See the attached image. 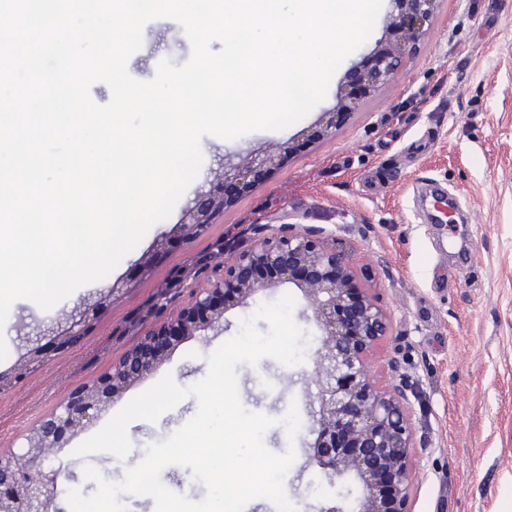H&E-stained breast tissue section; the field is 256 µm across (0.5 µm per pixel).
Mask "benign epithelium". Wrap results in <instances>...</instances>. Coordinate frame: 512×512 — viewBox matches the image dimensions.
<instances>
[{
    "instance_id": "1",
    "label": "benign epithelium",
    "mask_w": 512,
    "mask_h": 512,
    "mask_svg": "<svg viewBox=\"0 0 512 512\" xmlns=\"http://www.w3.org/2000/svg\"><path fill=\"white\" fill-rule=\"evenodd\" d=\"M385 39L348 71L336 109L324 113V131L401 68L405 48L419 39L437 0H391ZM252 163L224 162L223 177L186 210L183 228L201 233L224 200L247 184ZM256 244L230 254L214 277L191 293L176 317L148 331L95 381L75 388L22 437L20 450H0V512H50L60 494L59 453L127 385L147 375L159 353L178 337L197 336L224 322V313L256 294L291 283L300 288L321 330L316 354L319 409L310 411L315 439L309 461L338 480H354L361 493L320 512H410L409 460L412 408L400 386L381 387L366 363L389 334V317L357 285L358 269L336 238L321 227L282 224L275 237L250 228Z\"/></svg>"
}]
</instances>
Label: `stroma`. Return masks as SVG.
<instances>
[{
	"label": "stroma",
	"instance_id": "obj_1",
	"mask_svg": "<svg viewBox=\"0 0 512 512\" xmlns=\"http://www.w3.org/2000/svg\"><path fill=\"white\" fill-rule=\"evenodd\" d=\"M191 53L177 21L154 19L128 71L148 80L161 59L178 66ZM346 70L339 65L324 98L286 129L203 137L198 176L106 277L48 310L27 299L12 305L0 328L7 346L0 360V449L19 446L73 389L95 381L182 309L223 261L224 249L251 245L250 225H313L351 252L362 287L389 315V334L368 372L380 385L402 386L412 406L411 512H512V0H438L392 81L331 133L321 132L320 116L334 109ZM252 150L276 152L275 165L255 168L204 232H181L186 207L223 174L225 154ZM285 295L295 301L305 359L286 366L265 357L254 367L237 366L240 401L276 418L264 435L271 451L296 453L284 480L295 512H318L356 492L355 484L331 482L307 462L306 404L316 392L320 336L302 292L288 283L228 310L223 329L168 348L150 374L122 390L60 452L76 474L63 480V490L95 491L82 475L88 464L107 480H122L149 444L195 414V398L157 422L133 420L126 459L79 456L76 447L164 375L183 387L204 378L208 355L238 332L241 318ZM82 310L89 316L81 335L58 336ZM35 347L42 361L14 379L15 366ZM292 404L301 422L293 438L279 423Z\"/></svg>",
	"mask_w": 512,
	"mask_h": 512
}]
</instances>
